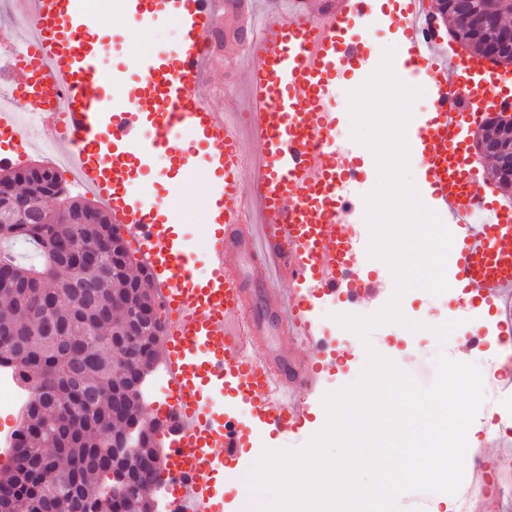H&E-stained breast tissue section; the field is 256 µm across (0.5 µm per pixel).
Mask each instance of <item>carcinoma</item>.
Wrapping results in <instances>:
<instances>
[{
  "label": "carcinoma",
  "instance_id": "carcinoma-1",
  "mask_svg": "<svg viewBox=\"0 0 512 512\" xmlns=\"http://www.w3.org/2000/svg\"><path fill=\"white\" fill-rule=\"evenodd\" d=\"M38 216L0 223V256L12 263L0 283V368L32 389L12 448L11 464L0 470V512H50L53 492L65 481L84 493L70 512H97L101 488L112 487V444L108 438L134 428L147 459L130 470L134 488L120 512H151L152 489L161 479L156 423L143 409V393L129 390L128 357L141 355L146 374L159 362L161 322L123 329L133 311L156 308L146 268L125 260L123 243L112 242L113 223L99 209V223L71 224L66 210L46 207L31 180L12 181ZM25 245L40 257L25 265L14 254ZM82 278L96 294L80 299L69 281ZM54 308L56 324H34L35 308Z\"/></svg>",
  "mask_w": 512,
  "mask_h": 512
}]
</instances>
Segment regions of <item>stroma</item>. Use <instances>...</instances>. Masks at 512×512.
<instances>
[{"mask_svg":"<svg viewBox=\"0 0 512 512\" xmlns=\"http://www.w3.org/2000/svg\"><path fill=\"white\" fill-rule=\"evenodd\" d=\"M398 8L397 0H375L373 16L362 32L367 57H378L383 48L390 45L402 46L403 37L399 28H388L386 23L387 16L395 15ZM179 35L178 26L172 23H163L142 31L140 35H132L130 23L122 10L114 9L107 26L100 29L99 36L111 46L110 54L103 59L102 65L108 72L119 75L117 93H130L136 86L138 78L129 66L133 54L146 50L171 51ZM165 171L164 161L159 158L155 160L152 168L138 172L135 179L137 184L148 190L149 200L176 197L179 234L196 246L191 268L196 274H205L207 266L204 252V217L215 175L210 168L197 166L194 174L183 179L178 191L174 192L170 189V179L164 176ZM366 274L381 283L380 291L374 299L350 307L323 299L315 306V318L333 346L332 352L324 356L323 391H334L356 381L365 362V350L361 340L352 332L338 330L333 319L334 314L346 311L356 315L374 313L387 303L393 293V279L386 265L369 261ZM402 303L417 320L428 321L434 325L447 320H465L468 321L472 333L483 336L486 347L493 348L498 344V311L489 310L487 305L479 303L470 305L467 310H460L457 291L434 297L424 291L414 290L403 297ZM370 339L379 353L389 358L397 357L401 368H412L414 378L424 387L434 378V360L438 352H445L450 358L464 362L473 358V353L468 350L465 341L455 334L442 345L430 332L411 333L404 337L396 325L387 324L376 328Z\"/></svg>","mask_w":512,"mask_h":512,"instance_id":"obj_1","label":"stroma"}]
</instances>
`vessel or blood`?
I'll return each mask as SVG.
<instances>
[{
  "instance_id": "obj_1",
  "label": "vessel or blood",
  "mask_w": 512,
  "mask_h": 512,
  "mask_svg": "<svg viewBox=\"0 0 512 512\" xmlns=\"http://www.w3.org/2000/svg\"><path fill=\"white\" fill-rule=\"evenodd\" d=\"M399 3L404 45L394 67L424 77L432 102L411 135L437 211L463 239L458 301L500 306L499 336L512 345V204L489 198L462 139L491 109L512 103V90L482 58H455L421 36L426 0ZM371 5L124 0L134 25L170 21L182 33L175 54L146 51L131 60L139 81L128 97L112 93L86 0H19L18 12L0 13V40L9 45L0 81L18 102L40 105L27 129L0 110V132L50 138L151 273L160 362L172 389L151 415L168 450L162 479L177 512H221L223 492L202 479V466L223 465L245 446L232 413L216 420L204 398L236 393L258 427L288 441L309 421L322 385L316 300L364 301L376 288L361 274L366 257L349 227L364 205L352 192L363 172L360 151L337 142L332 106L336 72L364 63L362 43L348 33L364 26ZM224 6L249 32L242 53L252 63L225 88L229 105L219 112L203 85ZM188 143L204 147L219 174L202 279L191 271L189 245L172 232L176 206H146L132 184L133 171L160 153L190 173Z\"/></svg>"
}]
</instances>
